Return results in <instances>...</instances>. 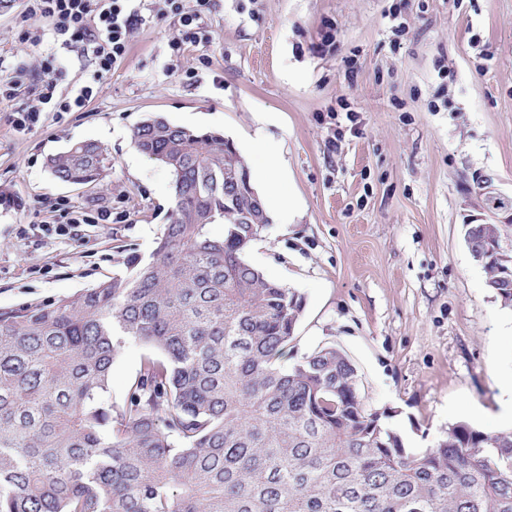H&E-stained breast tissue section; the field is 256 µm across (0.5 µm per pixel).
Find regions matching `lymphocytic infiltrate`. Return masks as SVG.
Listing matches in <instances>:
<instances>
[{"label":"lymphocytic infiltrate","instance_id":"f902f5d3","mask_svg":"<svg viewBox=\"0 0 512 512\" xmlns=\"http://www.w3.org/2000/svg\"><path fill=\"white\" fill-rule=\"evenodd\" d=\"M164 13L178 18L180 29L171 38L173 51L200 39V20L211 0H162ZM143 0H29L31 13L50 20L53 34L64 43H82L93 56L96 68L89 83L70 95L56 97L54 82L35 88V104L18 111L12 123L28 131L40 126L45 110L72 112L82 109L96 95L108 74L125 59L130 39L141 22Z\"/></svg>","mask_w":512,"mask_h":512}]
</instances>
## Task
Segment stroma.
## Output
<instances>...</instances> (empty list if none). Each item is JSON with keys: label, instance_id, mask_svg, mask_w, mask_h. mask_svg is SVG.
Here are the masks:
<instances>
[{"label": "stroma", "instance_id": "stroma-1", "mask_svg": "<svg viewBox=\"0 0 512 512\" xmlns=\"http://www.w3.org/2000/svg\"><path fill=\"white\" fill-rule=\"evenodd\" d=\"M209 35L173 55L176 17L147 18L124 61L78 112L17 130L27 92L0 99V310L76 297L119 268L115 248L156 246L173 180L131 140L146 116L223 132L255 166L277 145L292 223L271 222L246 252L267 278L305 298L294 353L343 351L366 407L410 452L448 425L512 428L498 378L512 372V309L488 288L463 236L501 225L512 254V0H213ZM329 50H319L324 34ZM39 37L32 45L31 37ZM56 57L64 96L89 58L54 40L28 0L0 11V59L43 80ZM77 142L111 160L102 185L57 180L50 156ZM112 211L108 224L98 210ZM87 216L57 232L69 211ZM147 348L127 341L108 398L122 402Z\"/></svg>", "mask_w": 512, "mask_h": 512}]
</instances>
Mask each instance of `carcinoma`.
<instances>
[{
	"mask_svg": "<svg viewBox=\"0 0 512 512\" xmlns=\"http://www.w3.org/2000/svg\"><path fill=\"white\" fill-rule=\"evenodd\" d=\"M131 139L173 176L151 254L120 245L124 270L79 297L0 311V512H512L511 430L461 421L413 454L335 346L280 366L305 301L246 260L260 225L240 223L250 173L224 134L155 115ZM109 165L95 143L48 160L72 184ZM500 241L499 224L466 226L511 307ZM128 339L148 352L112 404Z\"/></svg>",
	"mask_w": 512,
	"mask_h": 512,
	"instance_id": "cac0c4a2",
	"label": "carcinoma"
}]
</instances>
